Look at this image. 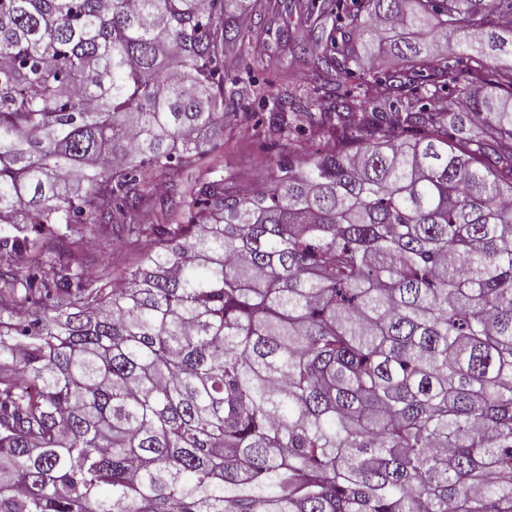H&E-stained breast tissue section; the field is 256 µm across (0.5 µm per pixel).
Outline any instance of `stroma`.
I'll return each mask as SVG.
<instances>
[{
  "label": "stroma",
  "instance_id": "stroma-1",
  "mask_svg": "<svg viewBox=\"0 0 512 512\" xmlns=\"http://www.w3.org/2000/svg\"><path fill=\"white\" fill-rule=\"evenodd\" d=\"M277 2V9L248 15L243 24L244 32L252 36L256 47L253 68H246L235 59L229 60L228 68L241 78L252 72L258 79L288 87L301 96L305 111L319 116L329 106L330 92L349 89L350 84L336 76L325 77L319 55L302 52L301 47L325 41L332 20L324 18L321 28L313 31L299 23L295 10L298 0ZM211 143L222 157L225 172L234 175L242 185L262 184L278 158L268 111L255 95L240 102L235 116L213 132Z\"/></svg>",
  "mask_w": 512,
  "mask_h": 512
}]
</instances>
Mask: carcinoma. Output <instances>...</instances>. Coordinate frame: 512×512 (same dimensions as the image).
<instances>
[{
  "label": "carcinoma",
  "mask_w": 512,
  "mask_h": 512,
  "mask_svg": "<svg viewBox=\"0 0 512 512\" xmlns=\"http://www.w3.org/2000/svg\"><path fill=\"white\" fill-rule=\"evenodd\" d=\"M351 2L322 62L384 108L306 155L265 83L255 191L207 137L253 92L225 0H0V512H512V0ZM84 234L87 240L94 238L100 243L97 250H90L97 259L89 267L92 273H97L100 270L99 264L103 262L112 260V267H124L133 261L134 253L132 251H129L122 243L112 242L111 239L99 235L96 227L89 224L85 225Z\"/></svg>",
  "instance_id": "obj_1"
}]
</instances>
